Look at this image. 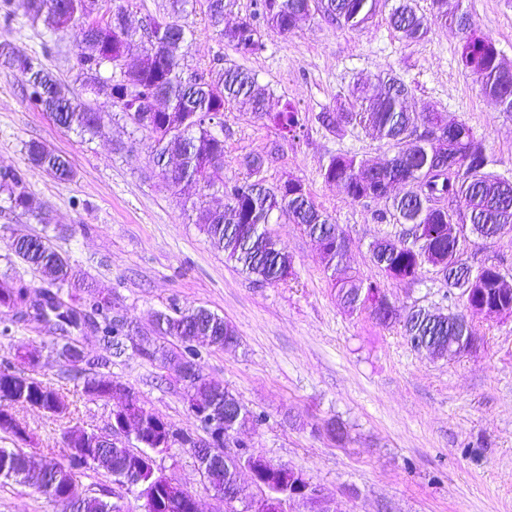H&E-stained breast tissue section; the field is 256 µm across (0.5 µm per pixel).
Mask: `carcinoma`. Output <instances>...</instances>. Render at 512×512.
I'll return each mask as SVG.
<instances>
[{"label":"carcinoma","mask_w":512,"mask_h":512,"mask_svg":"<svg viewBox=\"0 0 512 512\" xmlns=\"http://www.w3.org/2000/svg\"><path fill=\"white\" fill-rule=\"evenodd\" d=\"M87 0H26V16L43 25L52 33L69 30L80 76L86 89L95 96L85 101L71 95L69 89L38 60L18 56L0 45V58L13 73L20 76L30 102L48 112L63 129L80 135L97 136L103 133L105 118L120 113L136 130L146 133L152 141L153 168L172 189L182 183H196L202 190L220 188L227 200L222 210L202 205L196 207L198 223L211 244L227 253L241 269L256 280L278 283L293 274L292 258L265 229L275 213L288 216L308 235L328 238L334 247L320 257L324 268L334 267L333 286L341 304L349 311L368 310L383 325L402 322L410 345L426 341L427 352L436 358L448 356V339L461 335L455 317L435 314L424 307H412L405 316L389 317L374 304L384 288L378 281H362L341 273L340 261L348 241L345 232L332 217L319 209L302 183L288 187L280 185L260 192L255 183L224 181V138L217 129L224 128L226 106L239 103L259 117L266 118L285 136H295L302 127V117L289 102L272 111L273 98L258 86L250 71L237 64L219 68L209 81L184 79L181 60L186 42L182 19L194 0H172L168 18L154 21L149 26H135L128 8H121L117 25L125 33L119 39L106 26L84 30L82 18ZM385 0H259L258 14L266 26L281 34H288L310 16L317 14L348 30L363 28ZM389 23L394 30L411 42L425 37L432 23L451 24L463 34L460 63L472 76L479 92L496 102L503 112H512V70L505 69L498 60L495 41L474 28L472 18L462 3L457 13L448 15V0H430L429 14L418 12L411 0H399L392 8ZM144 38L143 55L135 63L128 62L127 44L133 35ZM219 35L241 56L256 55L265 49L261 30L250 21L232 28H222ZM382 88L377 94L366 84L356 83L349 90V107L340 112H322L318 120L330 131L339 134L347 129L372 128L389 145L392 155L380 164L368 165V160L357 155L337 153L322 166L324 182L339 187L355 201L387 198L396 185L406 187L404 194L391 201V214L396 223L404 226L395 238L377 241L372 245L371 259L383 276L390 280L415 279L426 266L448 271V265L459 262L463 244L448 240V225L459 222L469 232L482 237L498 231H512V180L489 170L492 163L487 149L474 129L465 122L458 125L449 144L441 150L422 138L410 140L419 124H437L446 121L442 113L410 111L411 90L397 75L388 73L380 79ZM150 98L159 93L163 106L182 113L189 124L182 133H171L165 128L167 113L150 112L137 119L122 108V100L129 94ZM28 162L60 181L73 177L69 161L47 144L31 140L25 144ZM6 194L8 209H22L43 222L40 208L33 205L19 168L0 169V194ZM12 254L26 268L41 273L48 280L44 288L47 312L55 322L57 336L53 346L63 363L75 369L74 379L81 391L99 400H112L117 386L127 390V401L117 406L115 417L135 416L140 412L141 400L124 382L103 379L100 374L78 368L79 353L73 336L80 331L78 317L93 316L108 356L104 364L125 353V340L130 336L133 321L112 314V298L88 292H77V283L83 274L70 264L53 245L46 234H33L21 242L11 243ZM457 281L448 285L459 291L465 304L473 302L500 303L512 310V294L495 287L491 273L483 270L473 276L466 292ZM30 285L22 275L3 274L0 277V308L19 311L28 305ZM196 309L173 308L155 315V332L172 343L154 351L145 352L152 360L167 363L180 359L188 365L191 387L203 395L217 412L224 402L232 399L224 387L208 381L203 375L201 353L190 337L202 327L213 336L215 348L230 349L238 345L236 328L213 313L204 318L195 315ZM28 361L17 357V364H0V433L8 435L12 448H0V480L14 481L34 493L44 495L63 506L64 512H116V504L99 497L74 498L70 489L78 475L86 472L75 460L63 462L37 460L23 445L31 442L29 431L21 425L7 405L39 408L52 416L63 412L54 409L61 398L46 382L27 374L22 366ZM151 422L140 435V442L132 449L121 440L103 435L96 453L98 469L129 487L145 483L155 492V512H195L196 503L181 496L156 463L141 457V449L154 448L167 434L184 437L187 432L174 428L164 417L152 412ZM260 457L247 450L224 460L209 463L206 480L214 494L224 491V483L234 476L247 475ZM295 471L276 470L266 478L275 489L288 491Z\"/></svg>","instance_id":"obj_1"}]
</instances>
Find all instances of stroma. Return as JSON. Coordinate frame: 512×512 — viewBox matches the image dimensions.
Returning a JSON list of instances; mask_svg holds the SVG:
<instances>
[{"label":"stroma","instance_id":"stroma-1","mask_svg":"<svg viewBox=\"0 0 512 512\" xmlns=\"http://www.w3.org/2000/svg\"><path fill=\"white\" fill-rule=\"evenodd\" d=\"M479 31L490 35L512 65V0H463ZM11 18L0 15V43L37 58L79 98L90 93L79 79L73 38L30 21L22 0ZM388 9L359 31L311 16L294 33L262 28L264 51L238 58L212 27L206 0L185 17L188 43L184 76H209L218 59L239 61L274 98L301 111L299 138H282L270 121L233 105L224 112V177L244 180L247 158L264 159L266 186L302 181L318 208L332 216L351 245L344 264L376 280L369 247L401 230L383 199L358 202L326 184L320 169L331 155L352 153L384 161L389 148L371 130L338 135L317 121L323 111L348 103L358 81L397 74L412 91L415 110L434 108L468 123L494 161L512 179V113L480 94L458 63L460 35L431 25L426 37L408 42L389 24ZM42 141L68 157L74 170L61 183L28 165L24 146ZM0 166L22 168L26 190L45 212L38 223L22 211L0 212V273L10 266L9 243L48 229L56 248L87 273L102 294L114 296L119 314L137 334L109 373L130 385L146 408L176 428L198 431L188 413L174 366L149 360L160 339L152 327L171 305L204 307L233 324L236 348L202 346L205 377L224 386L249 410L263 414L256 428L239 432L252 453L302 472L321 488L336 512H512V316H472L478 343L471 353L435 359L408 343L401 324H379L369 312H348L336 297L315 243L287 217L268 230L293 261V274L277 284L259 283L214 248L201 231L191 203L198 186L170 191L152 168L150 141L122 116L108 118L101 136L80 137L57 126L28 99L20 80L0 66ZM475 268L496 266L512 285V233L466 245ZM398 312L423 306L463 313L457 295L431 267L417 280L386 281ZM52 324L27 322L12 339L0 338V363L17 346L37 359V375L67 401L69 418L42 410H18L30 429V450L41 459H63V433L79 427L109 433L113 402L91 400L77 388L52 347ZM339 418L346 443L323 428ZM165 473L191 491L200 512H225L190 449L173 446L156 455ZM79 497L97 496L143 512L136 491L117 486L103 472H86L75 483ZM61 505L22 486L0 484V512H61Z\"/></svg>","mask_w":512,"mask_h":512}]
</instances>
